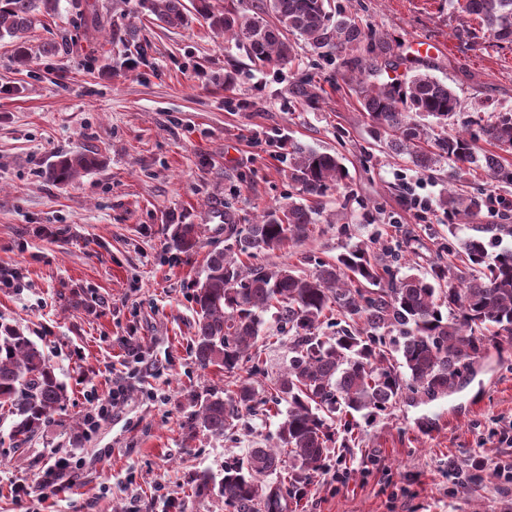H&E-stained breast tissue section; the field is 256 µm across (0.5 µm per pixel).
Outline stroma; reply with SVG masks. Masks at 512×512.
<instances>
[{"mask_svg": "<svg viewBox=\"0 0 512 512\" xmlns=\"http://www.w3.org/2000/svg\"><path fill=\"white\" fill-rule=\"evenodd\" d=\"M338 2L398 44L405 67L453 87L469 115L512 109V45L460 39L469 20L448 0ZM82 4L77 12L60 0L29 33L26 65L0 38V269L16 281L0 288V322L24 330L67 392L25 444H13L12 419L0 416V512H167L170 494L182 512H229L218 490L195 494L196 477L222 479L251 449L279 447L288 406L256 408L244 429L222 437L184 426L197 399L238 385L237 374L199 369L191 353L193 284L207 254L225 246L223 225L206 223V214L228 207L244 228L296 193L288 146L299 142L343 158L348 176L323 199L337 221L260 262L308 273L307 256L330 260L378 237L400 246L407 272L423 276L469 233L449 229L437 205L449 180L480 198V224L512 225V185L448 164L424 172L388 152L339 61L303 50L293 63L260 67L201 18L166 30L139 0ZM131 21L141 29L137 47L112 37ZM416 41L436 44V54H414ZM309 83L312 101L300 94ZM245 98L250 110L230 107ZM83 150L99 166L67 183L46 179L50 164ZM411 188L433 204L425 218L408 203ZM178 224L198 229L190 251L173 245ZM262 319V372L252 379L261 396L289 358L273 312ZM118 385L124 394L111 415L86 430L91 395ZM511 423L512 348L493 350L458 393L398 403L363 425L354 447L332 448L300 506L281 512H512V484L494 472L512 451L496 432ZM61 457L75 468L72 480L57 492L43 488ZM16 484L30 488L29 506L15 500Z\"/></svg>", "mask_w": 512, "mask_h": 512, "instance_id": "35a3bbf8", "label": "stroma"}]
</instances>
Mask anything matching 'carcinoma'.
<instances>
[{
	"label": "carcinoma",
	"instance_id": "obj_1",
	"mask_svg": "<svg viewBox=\"0 0 512 512\" xmlns=\"http://www.w3.org/2000/svg\"><path fill=\"white\" fill-rule=\"evenodd\" d=\"M59 0H0V38L12 40L18 64L29 60L26 34L41 18L53 15ZM142 8L168 28L202 18L218 34L242 45L262 64L292 62L299 46L322 58L341 61L365 117L379 142L392 153L408 156L421 170L448 160L458 170L482 171L492 181L512 184V110L490 112L459 122L462 103L448 84L427 73H397L398 47L332 0H262L257 11L242 15L220 9L213 0H141ZM452 9L477 20L498 43L512 44V0H449ZM393 77L382 80V73ZM475 125L469 132L459 125ZM442 132L431 135L430 126ZM493 149L485 150L479 142ZM290 180L299 187L263 210L247 230L224 211L229 245L210 252L205 276L195 285L198 307L192 355L202 369L226 372L240 368L249 350L263 339L261 314L277 309L280 330L291 339L287 370L273 383L264 404L288 403L280 426V448H255L224 469L219 493L233 512H278L283 494L297 500L314 475L327 466L328 448L356 442L361 423L369 422L400 401H434L458 389L489 350L512 346V248L501 235L512 236L511 224L472 227L458 238L467 265L460 269L441 260L429 276H397L386 260L387 248L354 243L336 261L317 262L311 275L291 266L252 263L260 252L281 251L303 243L322 223L320 199L340 186L346 168L338 154L301 144L288 150ZM97 166L96 157L77 151L50 165L46 178L65 183ZM439 207L451 221L476 216L478 203L448 191ZM196 227L178 224L173 241L181 250L195 244ZM333 335H321L322 329ZM401 356L393 363L392 352ZM261 372L252 360L237 392L212 393L201 400L185 427L222 436L234 429L241 412L255 401L250 377ZM66 401L64 388L42 351L19 327L0 323V406L13 416L11 437L21 443L38 435ZM287 472L267 493L257 478Z\"/></svg>",
	"mask_w": 512,
	"mask_h": 512
}]
</instances>
